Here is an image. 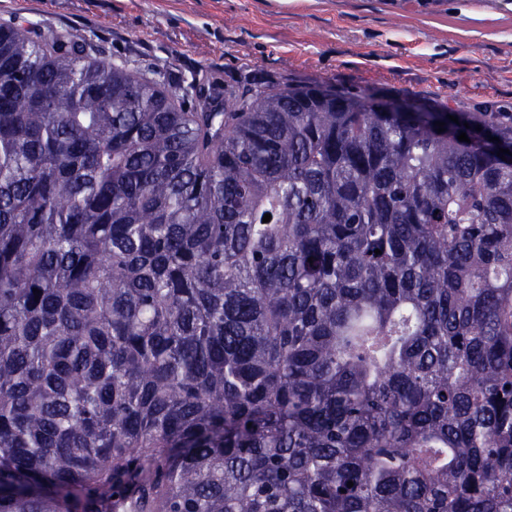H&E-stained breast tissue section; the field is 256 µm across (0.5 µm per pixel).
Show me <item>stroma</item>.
Returning <instances> with one entry per match:
<instances>
[{
    "mask_svg": "<svg viewBox=\"0 0 512 512\" xmlns=\"http://www.w3.org/2000/svg\"><path fill=\"white\" fill-rule=\"evenodd\" d=\"M12 18L100 41L134 72L512 113V0H0Z\"/></svg>",
    "mask_w": 512,
    "mask_h": 512,
    "instance_id": "stroma-1",
    "label": "stroma"
}]
</instances>
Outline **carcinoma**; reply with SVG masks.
<instances>
[{"mask_svg":"<svg viewBox=\"0 0 512 512\" xmlns=\"http://www.w3.org/2000/svg\"><path fill=\"white\" fill-rule=\"evenodd\" d=\"M395 105L0 23V512H512V114Z\"/></svg>","mask_w":512,"mask_h":512,"instance_id":"cac0c4a2","label":"carcinoma"}]
</instances>
